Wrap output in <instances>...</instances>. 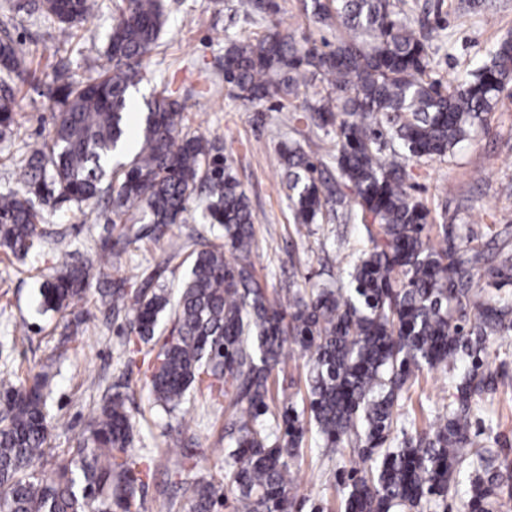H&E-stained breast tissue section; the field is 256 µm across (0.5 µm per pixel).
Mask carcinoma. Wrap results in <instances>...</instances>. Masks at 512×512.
Instances as JSON below:
<instances>
[{"instance_id":"cac0c4a2","label":"carcinoma","mask_w":512,"mask_h":512,"mask_svg":"<svg viewBox=\"0 0 512 512\" xmlns=\"http://www.w3.org/2000/svg\"><path fill=\"white\" fill-rule=\"evenodd\" d=\"M95 0H40L38 9L70 41ZM311 17L343 30L323 50L274 25L259 37L231 40L224 49V83L254 105L298 96L307 75L330 91L305 99L288 126H314L324 136L283 146L284 177L294 217L311 224L327 207L344 203L323 189L311 155L330 138L339 178L353 194L344 219L377 224L359 246L337 250L342 279L334 288L269 294L250 260L254 216L223 147L184 123L185 104L170 96L128 105L142 79L145 57L166 23L162 0H120L106 54L109 67L86 82L49 90L62 104L53 131L29 143L16 164L24 180L0 192V248L26 256L43 235L44 211L62 203L81 210L105 200L107 224L122 236L155 238L205 196L209 222L225 243L192 252L184 282L173 294L154 270L138 288L114 280L98 289L96 304L132 314L129 333L148 344L173 318L146 372L153 404L172 414L187 393L227 398L224 470L184 488L191 512H213L233 498L235 512H289L292 469L301 463L305 422L314 424L323 456L350 457L342 482L344 512H422L458 498L465 512H494L512 500V461L475 447L471 435L478 399L505 385L500 348L512 335V294L475 287L486 276L512 279V247L493 248L435 224L431 209L411 194L401 156L452 157L493 111L512 82V39L446 88L428 75L431 32L415 30L396 0H310ZM29 72L27 57L0 38V137L12 130L19 103L12 82ZM142 213V226L133 224ZM109 256L60 261L39 288L40 311L64 313L86 304L90 278ZM304 360L300 402L275 401L273 371L287 352ZM451 373L452 400L422 431L386 446L397 429L415 425L404 400L419 373ZM49 380L26 385L0 372V512H132L136 488L159 459L133 448L126 396L115 391L96 408L77 448L50 447Z\"/></svg>"}]
</instances>
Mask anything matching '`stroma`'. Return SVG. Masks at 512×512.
Returning a JSON list of instances; mask_svg holds the SVG:
<instances>
[{"instance_id": "1", "label": "stroma", "mask_w": 512, "mask_h": 512, "mask_svg": "<svg viewBox=\"0 0 512 512\" xmlns=\"http://www.w3.org/2000/svg\"><path fill=\"white\" fill-rule=\"evenodd\" d=\"M18 0H0V27H8L26 52L30 77L17 81L20 108L11 133L0 138V190L16 187L22 170L14 162L25 144L47 138L59 105L47 95L55 68L78 81L87 80L88 58L107 65V35L113 24L116 0H97L92 16L75 28L74 38L58 44V25L41 12L16 11ZM265 18L237 13L238 0H164L166 24L157 47L144 60L145 76L130 95L145 103L161 93L185 101V122L217 139L231 163L254 215L255 247L251 254L255 274L268 290L319 288L334 283L336 246L340 239L357 242L363 225L345 224L328 216L314 224L293 221L288 191L283 183L281 143L305 142L312 129H290L284 118L291 98L274 99L253 107L230 96L224 86L226 39L263 34L269 22L295 36L335 43V29L312 23L305 0H273ZM416 23L433 35L431 78L451 84L483 61L489 49L512 34V0H405ZM489 134L463 143L445 160H412L413 195L434 211H447L456 223L483 241H512V196L501 186L512 181V86L503 93L489 116ZM47 242L25 258L0 249V371L20 378L47 373L53 415L51 443L58 450L75 447L90 413L104 394L127 395L132 414H145L135 448L162 456L167 470L146 478L137 489L138 512H191L190 501L178 492L183 482L218 472L224 465V408L226 399L191 392L180 412L166 414L149 408L141 371L127 366L126 319L89 305L87 314H38V289L43 276L64 258H82L112 247L109 278L140 282L143 271L165 264L161 281L178 289L188 256L199 239L219 242L221 231L208 224L201 199H193L183 222L174 224L161 240L146 237L125 244L118 231L105 224L98 207L78 211L59 205L46 214ZM449 374L438 368L423 372V392L412 407L418 425L444 412L452 389ZM499 417L479 412L472 433L483 447L512 459V399L494 395ZM192 419L191 441L176 442L181 418ZM336 470L322 464L314 434H307L304 457L293 474V492L300 512L324 504V512H338Z\"/></svg>"}]
</instances>
